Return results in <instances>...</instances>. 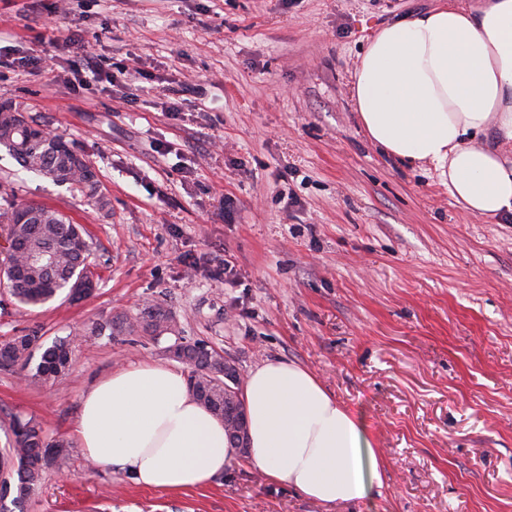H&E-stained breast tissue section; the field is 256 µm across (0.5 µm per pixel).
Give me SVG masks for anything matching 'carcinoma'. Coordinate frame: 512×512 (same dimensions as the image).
Wrapping results in <instances>:
<instances>
[{
    "instance_id": "1",
    "label": "carcinoma",
    "mask_w": 512,
    "mask_h": 512,
    "mask_svg": "<svg viewBox=\"0 0 512 512\" xmlns=\"http://www.w3.org/2000/svg\"><path fill=\"white\" fill-rule=\"evenodd\" d=\"M0 147L10 152L29 171L56 183H69L95 200L99 208L108 205L100 190L92 165L73 160L75 149L59 136L43 130L24 112L10 103L0 104ZM7 217L5 238L17 243L14 250H5L0 260L3 278L0 285L7 288L15 301L24 307L44 305L59 292L72 297V286L87 271L88 243L85 229L73 223L61 211L42 204H7L0 217ZM44 250L56 258L57 271L49 273L28 263V252ZM137 328L158 340L165 335L175 336L165 353L190 369L189 381L195 384L201 402L216 416L224 417V356L202 342L185 343L179 338V328L173 315L157 305L144 306L137 323L124 319L108 326L94 327L102 334L133 331ZM74 343L59 338L44 345L41 337L31 334L14 336L0 344V366H21L28 370L26 377L36 384L46 385L69 371ZM42 350L35 370L29 365L34 352ZM11 448L0 456V468L8 475L0 478V501L11 495L24 501L52 466H60L68 456L69 443L49 438L40 421L14 418Z\"/></svg>"
}]
</instances>
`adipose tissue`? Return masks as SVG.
Instances as JSON below:
<instances>
[{
  "label": "adipose tissue",
  "mask_w": 512,
  "mask_h": 512,
  "mask_svg": "<svg viewBox=\"0 0 512 512\" xmlns=\"http://www.w3.org/2000/svg\"><path fill=\"white\" fill-rule=\"evenodd\" d=\"M360 124L383 152L430 165L472 215H512V165L488 139L512 141V0H448L383 26L353 75ZM249 462L325 506L367 494L377 453L359 422L304 367L269 360L243 389ZM90 460L137 486L208 485L237 454L224 422L189 389L182 369L138 364L83 393L74 432Z\"/></svg>",
  "instance_id": "obj_1"
}]
</instances>
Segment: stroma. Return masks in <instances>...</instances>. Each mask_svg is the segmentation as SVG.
Segmentation results:
<instances>
[{
  "label": "stroma",
  "instance_id": "35a3bbf8",
  "mask_svg": "<svg viewBox=\"0 0 512 512\" xmlns=\"http://www.w3.org/2000/svg\"><path fill=\"white\" fill-rule=\"evenodd\" d=\"M439 2L0 0V103L83 153L109 200L98 209L0 149V207L45 204L83 225L97 282L25 308L0 288V342L75 338L52 384L0 367V449L16 416L71 440L91 383L167 362L169 338L90 333L158 304L240 374L272 359L313 373L383 478L328 509L240 455L210 485L167 492L71 445L11 512H512V218L471 215L433 167L386 155L352 98L375 32ZM50 20L55 48L40 39ZM86 54L111 81L79 76ZM179 80L201 92L165 111L159 92Z\"/></svg>",
  "mask_w": 512,
  "mask_h": 512
}]
</instances>
